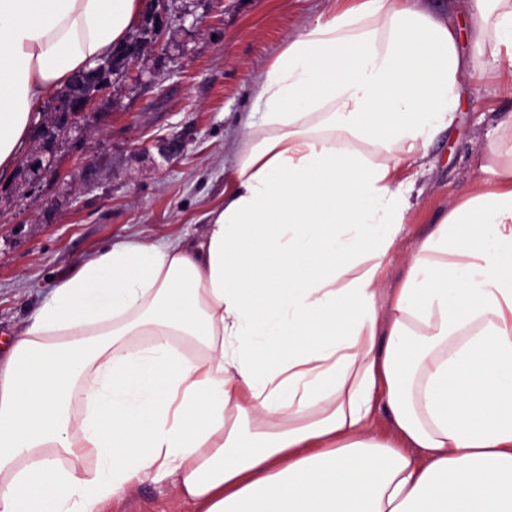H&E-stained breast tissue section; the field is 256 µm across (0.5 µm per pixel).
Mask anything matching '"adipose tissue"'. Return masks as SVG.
I'll return each mask as SVG.
<instances>
[{"instance_id": "ef3b65f1", "label": "adipose tissue", "mask_w": 512, "mask_h": 512, "mask_svg": "<svg viewBox=\"0 0 512 512\" xmlns=\"http://www.w3.org/2000/svg\"><path fill=\"white\" fill-rule=\"evenodd\" d=\"M148 7L0 0V170ZM490 73L512 89V0H333L290 38L202 234L112 243L14 337L0 512H103L166 476L196 512H512V117L383 287L411 163Z\"/></svg>"}]
</instances>
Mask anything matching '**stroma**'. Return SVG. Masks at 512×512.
I'll return each mask as SVG.
<instances>
[{"mask_svg": "<svg viewBox=\"0 0 512 512\" xmlns=\"http://www.w3.org/2000/svg\"><path fill=\"white\" fill-rule=\"evenodd\" d=\"M331 0H150L170 19L132 72H116L105 111L86 115L56 155L60 179L31 182L24 161L0 177V346L42 299L104 245L202 233L224 201L231 145L251 109L255 80ZM198 27H190L191 19ZM143 80H135V72ZM512 116V93L488 79L466 90L462 112L418 169L415 207L387 262L396 287L421 241L461 194L482 182L479 149ZM177 139L168 160L159 139ZM105 512H192L170 481L145 480Z\"/></svg>", "mask_w": 512, "mask_h": 512, "instance_id": "1", "label": "stroma"}]
</instances>
